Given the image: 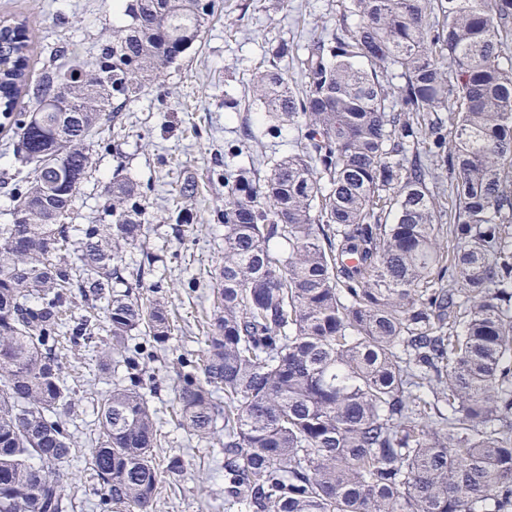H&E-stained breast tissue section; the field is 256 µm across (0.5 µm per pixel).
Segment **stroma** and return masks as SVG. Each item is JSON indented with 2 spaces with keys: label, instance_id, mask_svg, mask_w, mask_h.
I'll use <instances>...</instances> for the list:
<instances>
[{
  "label": "stroma",
  "instance_id": "35a3bbf8",
  "mask_svg": "<svg viewBox=\"0 0 512 512\" xmlns=\"http://www.w3.org/2000/svg\"><path fill=\"white\" fill-rule=\"evenodd\" d=\"M0 19L26 21L34 33L30 76L35 79L53 50L64 47L86 60L95 56L99 39L112 30V0H0ZM335 20L336 0H224L222 16L201 43L148 85L125 112V134L114 137L106 125L94 143L96 169L81 187L77 221L104 223V187L113 176L153 184L144 247L129 251L127 259L138 262L146 251L162 256L168 294L183 330L180 351L195 353L202 347L210 273L224 253V227L214 223L213 214L224 206L225 167L249 169L262 155L287 156L298 138L297 126L288 124L279 134H269L250 97L252 82L274 62L271 48L278 41L307 44ZM228 97L238 100V108H225ZM247 130L257 150L225 158L227 146L238 143ZM14 140L11 125L0 124V224L10 221L11 191L20 177ZM186 181L194 189L196 223L178 227L167 222V207ZM194 275L200 284L188 287ZM150 371L158 386L154 405L170 434L157 461L178 454L186 464L175 484L163 490L157 512H238L224 493L217 461L175 425L169 372L160 362L151 363ZM71 384L84 419L93 420L92 401L111 388V373L79 366Z\"/></svg>",
  "mask_w": 512,
  "mask_h": 512
}]
</instances>
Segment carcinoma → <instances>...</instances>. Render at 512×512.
Listing matches in <instances>:
<instances>
[{
	"mask_svg": "<svg viewBox=\"0 0 512 512\" xmlns=\"http://www.w3.org/2000/svg\"><path fill=\"white\" fill-rule=\"evenodd\" d=\"M112 9L94 61L51 59L34 82L28 28L0 23V115L25 168L0 224V512H72L79 492L155 512L185 469L156 463L146 376L178 326L162 283L125 263L150 188L115 176L112 223L72 220L100 126L123 131L221 2ZM511 49L512 0H341L302 48L299 88L275 64L254 79L269 131L301 135L263 177L224 169L203 347L172 362L178 427L224 454L243 512H512ZM168 220L193 223L186 189ZM80 351L125 370L87 453L69 428Z\"/></svg>",
	"mask_w": 512,
	"mask_h": 512,
	"instance_id": "1",
	"label": "carcinoma"
}]
</instances>
